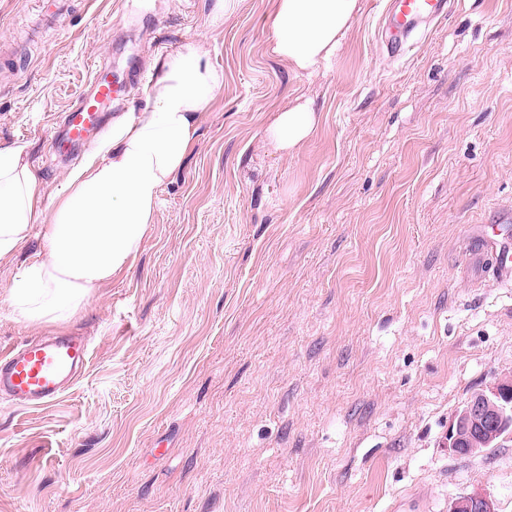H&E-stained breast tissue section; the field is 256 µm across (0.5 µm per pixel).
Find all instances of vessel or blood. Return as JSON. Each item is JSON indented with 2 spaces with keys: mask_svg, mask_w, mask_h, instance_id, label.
I'll return each instance as SVG.
<instances>
[{
  "mask_svg": "<svg viewBox=\"0 0 512 512\" xmlns=\"http://www.w3.org/2000/svg\"><path fill=\"white\" fill-rule=\"evenodd\" d=\"M448 12V0H391L385 19L384 45L389 55H404L412 48L419 24ZM129 82L113 80L104 66L91 72L90 90L76 107L64 115L54 140L61 146L83 142L97 129L104 112L123 101ZM90 362L88 344L78 336H56L30 340L0 356V393L20 401L47 406L59 401L65 390L86 370Z\"/></svg>",
  "mask_w": 512,
  "mask_h": 512,
  "instance_id": "obj_1",
  "label": "vessel or blood"
}]
</instances>
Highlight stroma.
I'll list each match as a JSON object with an SVG mask.
<instances>
[{"label":"stroma","instance_id":"obj_1","mask_svg":"<svg viewBox=\"0 0 512 512\" xmlns=\"http://www.w3.org/2000/svg\"><path fill=\"white\" fill-rule=\"evenodd\" d=\"M270 2L208 30L210 0H0V143L47 203L87 152L46 134L92 64L148 72L197 38L224 72L137 257L62 327L90 341L82 378L0 399V512H512V438L444 446L512 376V286L479 242L512 225V0H451L401 58L388 0H362L312 77L269 53ZM298 97L320 127L275 152L268 116ZM41 234L0 263V350L45 333L6 303ZM448 512H497L493 502L481 495H460L449 505Z\"/></svg>","mask_w":512,"mask_h":512}]
</instances>
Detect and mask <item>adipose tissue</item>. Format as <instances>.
I'll return each instance as SVG.
<instances>
[{"label":"adipose tissue","instance_id":"1","mask_svg":"<svg viewBox=\"0 0 512 512\" xmlns=\"http://www.w3.org/2000/svg\"><path fill=\"white\" fill-rule=\"evenodd\" d=\"M362 11L361 0H273L264 18L271 55L296 73L331 64ZM145 105L126 112L44 204L40 175L21 149L0 145V261L12 259L33 225L43 227L37 262L8 290L13 313L56 326L130 266L151 231L162 187L181 170L202 113L224 90L201 41L183 42L153 66ZM317 113L295 100L274 112L268 146L294 153L316 132Z\"/></svg>","mask_w":512,"mask_h":512}]
</instances>
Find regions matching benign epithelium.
I'll use <instances>...</instances> for the list:
<instances>
[{
    "mask_svg": "<svg viewBox=\"0 0 512 512\" xmlns=\"http://www.w3.org/2000/svg\"><path fill=\"white\" fill-rule=\"evenodd\" d=\"M512 436V379L500 378L474 394L454 415L444 446L457 455H474L497 448L500 439ZM448 512H496L493 502L481 495H460Z\"/></svg>",
    "mask_w": 512,
    "mask_h": 512,
    "instance_id": "benign-epithelium-1",
    "label": "benign epithelium"
}]
</instances>
